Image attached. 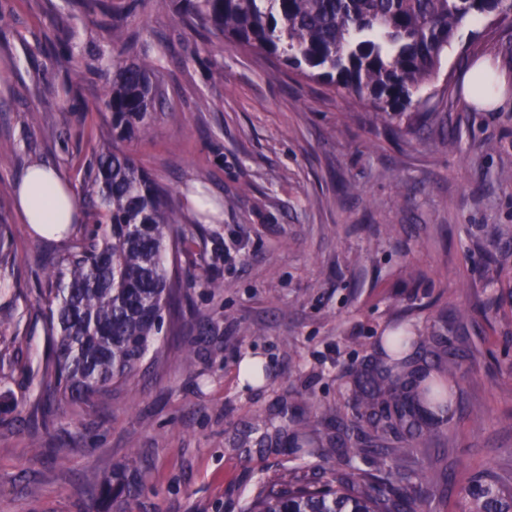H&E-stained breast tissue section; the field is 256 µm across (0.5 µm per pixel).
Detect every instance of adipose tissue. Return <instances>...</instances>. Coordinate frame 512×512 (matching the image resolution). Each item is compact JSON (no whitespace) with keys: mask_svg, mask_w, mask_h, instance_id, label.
<instances>
[{"mask_svg":"<svg viewBox=\"0 0 512 512\" xmlns=\"http://www.w3.org/2000/svg\"><path fill=\"white\" fill-rule=\"evenodd\" d=\"M17 209L22 223L50 237L60 226L70 224L79 207L68 182L55 169L35 163L19 183Z\"/></svg>","mask_w":512,"mask_h":512,"instance_id":"1","label":"adipose tissue"}]
</instances>
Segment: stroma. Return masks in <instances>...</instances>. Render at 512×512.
<instances>
[{
	"label": "stroma",
	"instance_id": "stroma-1",
	"mask_svg": "<svg viewBox=\"0 0 512 512\" xmlns=\"http://www.w3.org/2000/svg\"><path fill=\"white\" fill-rule=\"evenodd\" d=\"M0 223L15 258L0 265V512H244L282 479L314 482L327 462L297 466L289 433L257 417L300 408L323 442L326 410L346 409L348 372L374 356L397 316L424 326L465 312L457 334L468 370L458 381L454 431L421 441L413 468L437 484L432 512H454L460 480L512 468V266L479 248L494 225L512 226V84L479 111L461 94L472 63L487 57L512 74V24L468 25L420 93L457 139H388L385 120L348 93L285 73L263 58L177 22L159 0H140V36L159 48L166 102L150 135L128 150L173 193L205 185L224 199L200 248L213 293L186 289L173 326L123 386L49 425L30 422L47 352L35 303L48 256L64 241L22 224L15 187L35 162L82 185L79 160L109 138L97 111L100 16L66 0H0ZM63 14L54 28L50 16ZM56 39L45 57L36 44ZM78 47L83 65L67 58ZM70 140H61L63 118ZM194 349L185 366L182 350ZM260 357L270 377L246 386L242 362ZM124 473L142 492L117 506L105 488Z\"/></svg>",
	"mask_w": 512,
	"mask_h": 512
}]
</instances>
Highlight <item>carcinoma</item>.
<instances>
[{
	"instance_id": "1",
	"label": "carcinoma",
	"mask_w": 512,
	"mask_h": 512,
	"mask_svg": "<svg viewBox=\"0 0 512 512\" xmlns=\"http://www.w3.org/2000/svg\"><path fill=\"white\" fill-rule=\"evenodd\" d=\"M190 27L224 37L269 60V76H297L368 101L391 121L388 137L402 140L413 125V96L429 84L441 55L465 26L487 16L512 20V0H163ZM97 11L113 37L126 35L135 7L124 0H67ZM103 104L112 139L93 147L78 201L91 227L69 241L52 262L49 285L37 301L51 353L41 374L46 403L91 406L109 388L126 383L162 333L165 317L185 288L181 257L199 251L208 228L183 224L171 192L123 148L147 135L162 111L165 88L148 43L132 54L107 47L97 54ZM503 233L481 244L490 261L509 259ZM13 251L12 232L0 224V262ZM448 324L396 326L370 365L352 374L350 413L339 418L343 437L329 448L303 419L284 407L281 428L296 427L295 452L380 458L377 473L338 472L322 484L280 481L246 512H427L436 486L423 471L397 470V458L365 446L368 433L410 440L447 434L456 413L455 352ZM460 512H512V475H471L457 489Z\"/></svg>"
}]
</instances>
